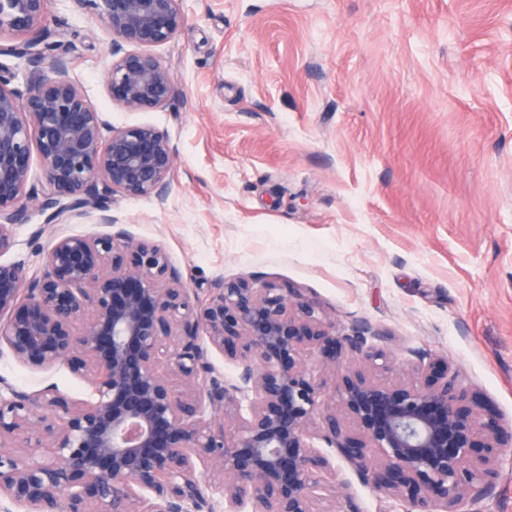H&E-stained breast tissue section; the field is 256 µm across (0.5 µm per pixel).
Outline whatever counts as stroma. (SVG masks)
<instances>
[{
  "label": "stroma",
  "instance_id": "35a3bbf8",
  "mask_svg": "<svg viewBox=\"0 0 512 512\" xmlns=\"http://www.w3.org/2000/svg\"><path fill=\"white\" fill-rule=\"evenodd\" d=\"M156 47L170 105L112 104V41L89 10L49 0L44 25L75 43L67 77L107 125L149 124L176 149L164 202L114 196L132 241L162 246L189 288L218 279L302 290L340 330L390 334L449 361L512 420V0H184ZM96 215L45 223L36 206L0 260L39 272L54 238L106 233ZM35 392L93 389L62 365L0 354ZM359 512H403L358 480Z\"/></svg>",
  "mask_w": 512,
  "mask_h": 512
}]
</instances>
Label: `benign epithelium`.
I'll use <instances>...</instances> for the list:
<instances>
[{
    "mask_svg": "<svg viewBox=\"0 0 512 512\" xmlns=\"http://www.w3.org/2000/svg\"><path fill=\"white\" fill-rule=\"evenodd\" d=\"M73 2L112 35V103L169 105L174 79L151 49L176 38L184 0ZM46 8L0 0V38L13 40L0 57L17 59L0 62V255L27 217L35 155L48 223L96 212L111 231L55 238L31 277L0 261V351L32 369L65 365L96 398L0 379V512H335L338 499L356 512L317 441L407 512H478L512 423L451 366L422 349L396 371L389 336L368 323L337 331L300 290L218 279L202 302L161 246L131 242L108 199L164 200L174 146L147 124L103 136L101 113L66 78L70 47L41 28ZM214 353L237 364L236 382L216 374Z\"/></svg>",
    "mask_w": 512,
    "mask_h": 512,
    "instance_id": "benign-epithelium-1",
    "label": "benign epithelium"
}]
</instances>
